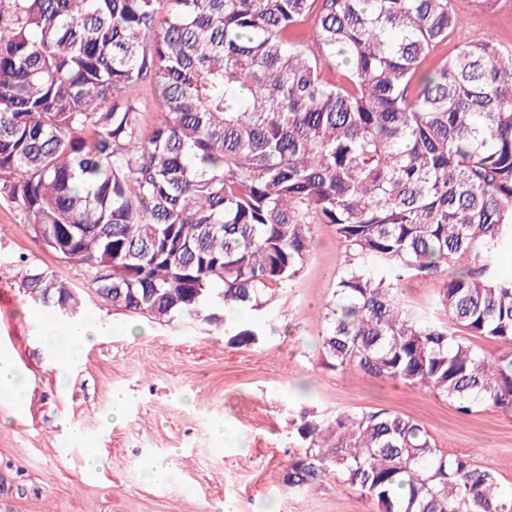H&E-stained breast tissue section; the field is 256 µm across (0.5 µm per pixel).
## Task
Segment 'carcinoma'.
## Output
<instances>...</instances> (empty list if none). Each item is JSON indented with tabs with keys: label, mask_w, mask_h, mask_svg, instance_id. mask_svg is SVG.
I'll return each instance as SVG.
<instances>
[{
	"label": "carcinoma",
	"mask_w": 512,
	"mask_h": 512,
	"mask_svg": "<svg viewBox=\"0 0 512 512\" xmlns=\"http://www.w3.org/2000/svg\"><path fill=\"white\" fill-rule=\"evenodd\" d=\"M456 26L449 0H0V196L104 303L161 322L261 315L328 224L345 259L322 364L511 411L512 353L458 332L512 343L495 263L512 251V51L487 38L424 66ZM26 263L32 301L76 315ZM415 276L444 279L448 322L405 307ZM292 423L293 491L333 471L378 512H512L491 471L409 417ZM459 335L467 338L469 344L473 346L482 355L491 358H497L510 351V345L497 342L482 336H467L464 332H459Z\"/></svg>",
	"instance_id": "1"
}]
</instances>
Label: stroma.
Listing matches in <instances>:
<instances>
[{
    "mask_svg": "<svg viewBox=\"0 0 512 512\" xmlns=\"http://www.w3.org/2000/svg\"><path fill=\"white\" fill-rule=\"evenodd\" d=\"M458 19L429 59L437 64L461 44L493 38L512 50V0H450ZM27 218L0 197V349L14 352L28 381L25 410L0 397V512H377L335 473L295 492L283 481L304 443L290 422L307 411L322 425L339 412L387 409L422 424L437 448L465 454L494 472L512 494V412L476 406L459 412L434 390L325 368L319 337L344 248L333 227L316 225L310 259L297 281L272 302L256 343L239 345L223 327L177 319L157 323L117 310L94 293L82 268L36 241ZM56 274L76 291L80 320L112 323L57 381V363L41 344L52 309L25 296L13 263ZM435 277L400 285L410 309L444 321ZM134 399L110 419L112 397ZM103 466L84 471L86 448ZM163 468L165 484L146 481Z\"/></svg>",
    "mask_w": 512,
    "mask_h": 512,
    "instance_id": "stroma-1",
    "label": "stroma"
}]
</instances>
